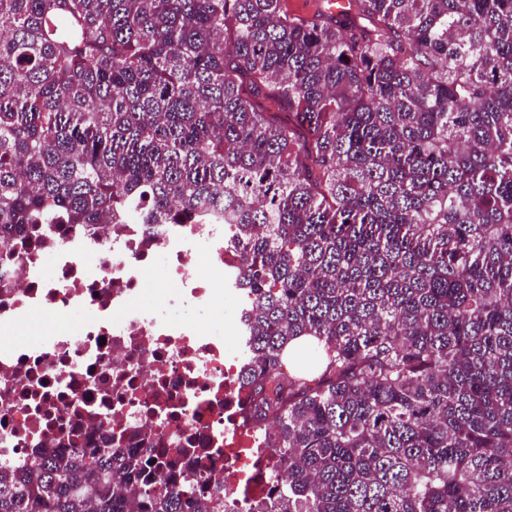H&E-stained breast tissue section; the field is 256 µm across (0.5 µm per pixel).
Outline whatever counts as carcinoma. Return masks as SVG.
<instances>
[{"label": "carcinoma", "instance_id": "carcinoma-1", "mask_svg": "<svg viewBox=\"0 0 512 512\" xmlns=\"http://www.w3.org/2000/svg\"><path fill=\"white\" fill-rule=\"evenodd\" d=\"M182 213L246 244L254 512H512V0H0V247ZM154 467L0 462V512L224 507Z\"/></svg>", "mask_w": 512, "mask_h": 512}]
</instances>
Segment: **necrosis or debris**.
Masks as SVG:
<instances>
[{"mask_svg":"<svg viewBox=\"0 0 512 512\" xmlns=\"http://www.w3.org/2000/svg\"><path fill=\"white\" fill-rule=\"evenodd\" d=\"M246 252L224 224L37 225L0 248V460L25 469L105 439L160 461L156 483L219 477L224 512L277 484V457L244 418ZM165 286L140 305L150 281ZM39 313L50 336L24 337Z\"/></svg>","mask_w":512,"mask_h":512,"instance_id":"1","label":"necrosis or debris"}]
</instances>
